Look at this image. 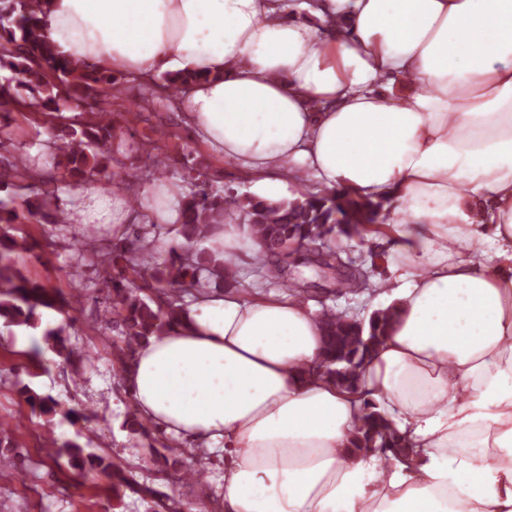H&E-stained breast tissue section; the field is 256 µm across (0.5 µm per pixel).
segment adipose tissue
<instances>
[{"label": "adipose tissue", "instance_id": "1", "mask_svg": "<svg viewBox=\"0 0 512 512\" xmlns=\"http://www.w3.org/2000/svg\"><path fill=\"white\" fill-rule=\"evenodd\" d=\"M57 52L98 69L198 73L195 136L279 200L391 201L406 271L376 278L397 316L359 392L318 366L298 299L204 293L122 368L138 415L223 447L225 512H512V0H45ZM74 224H127L88 188ZM163 185L154 224L183 220ZM414 449L409 469L349 454L365 400Z\"/></svg>", "mask_w": 512, "mask_h": 512}]
</instances>
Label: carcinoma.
<instances>
[{"label": "carcinoma", "instance_id": "1", "mask_svg": "<svg viewBox=\"0 0 512 512\" xmlns=\"http://www.w3.org/2000/svg\"><path fill=\"white\" fill-rule=\"evenodd\" d=\"M0 9V71L10 76L0 79V124H10L15 112H31L49 116L60 110L59 93L75 109L85 111L89 101L99 97L101 85L112 84V72L97 70L73 60L58 57L54 46L42 30L43 0H6ZM197 74H166L160 88L165 99L175 100L181 86L195 80ZM117 137L111 113L105 109L89 111L83 123L62 135L50 134L42 146L54 167L74 185L107 189L111 184L96 182L112 164L105 151ZM166 137L157 131L152 152L148 153V173L153 178L168 176L167 157L161 142ZM18 182L3 185L9 189V200L0 199V321L7 326L36 329L44 310L67 312L75 309L79 294L65 296L31 279L18 267L16 255L29 250L27 237L11 235L3 228L21 223L31 216L43 224L65 223V211L58 188L41 187L38 173L18 159ZM381 206L351 195L341 197L307 195L304 198L268 202L253 196L226 194L200 177L184 200V221L177 234L184 242L179 248L155 258L154 241L143 235H128L114 243L112 250L87 239L74 244L79 253L91 252L104 268L99 287L112 300V310L121 317L124 330L122 344L113 351L114 361L122 366L136 347L151 336H160L184 312L182 296L208 284L216 288L236 286L239 280L220 252L196 251L195 244L224 222L241 216L250 224L263 251L256 257L265 278H285V268L278 260L305 246L319 250L330 268L339 252L331 246L336 233L349 237L385 236L386 226L379 222ZM394 313L378 312L368 324L357 326L331 309L321 312L324 328L322 373L344 389L357 386L370 351L387 335ZM64 328L47 329L43 333L50 348L61 357H69L63 338ZM366 413L357 427L352 445L359 451L376 449L392 452L402 463H410L413 450L408 448L393 422L375 411L376 404L365 403ZM47 453L67 454L69 464L81 472H100L109 479L112 496L123 498L130 488L122 468L93 454L83 455L76 442H57L45 438Z\"/></svg>", "mask_w": 512, "mask_h": 512}]
</instances>
